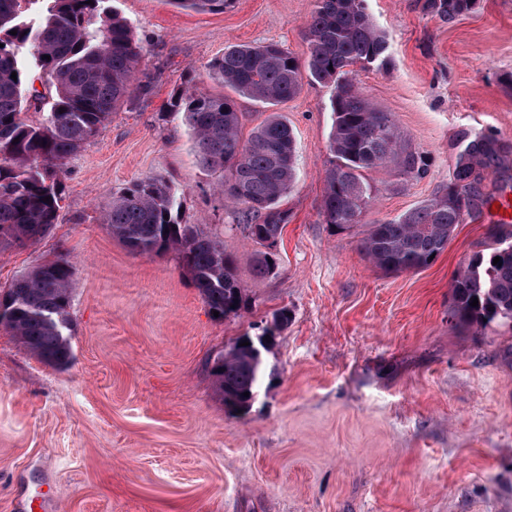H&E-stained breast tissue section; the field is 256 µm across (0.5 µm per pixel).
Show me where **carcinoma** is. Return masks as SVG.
I'll use <instances>...</instances> for the list:
<instances>
[{
	"mask_svg": "<svg viewBox=\"0 0 512 512\" xmlns=\"http://www.w3.org/2000/svg\"><path fill=\"white\" fill-rule=\"evenodd\" d=\"M108 2L0 0V251L49 233L63 201L65 159L118 106L152 91L151 77L138 70L143 47ZM174 2L216 13L229 0ZM477 2L424 0L423 7L451 23L471 13ZM307 38L303 63L277 43L239 44L224 48V55L210 64V75L265 107L296 97L306 77L333 86L329 150L334 163L324 176L322 215L325 223L351 230L363 224L373 200L365 173L392 164L400 174L421 179L430 160L409 149L392 114L377 111L354 82L353 67L388 63L386 36L370 19L365 0H317ZM37 77L47 78L42 91L35 87ZM31 106L42 113L41 121L24 119ZM171 108L183 114L200 163L224 173L221 192L240 208L238 222L245 236L264 247L254 260L255 277L275 274L278 257L268 247L288 224V211L278 201L295 170V138L288 122L273 113L244 141L242 113L230 95L179 94ZM456 149L446 188L394 219L366 225L360 248L376 268L401 273L429 266L457 225L482 203L483 172L495 168L512 148L493 137L463 135ZM103 223L135 253L177 252L209 312L222 318L244 308V287L224 244L179 221L176 190L165 180L145 176L132 183L112 198ZM496 257L500 261L495 264ZM72 290L69 260L33 267L0 294V327L43 363L66 366ZM475 298L478 306L472 307ZM452 304L454 315L470 325L512 322V251L499 246L487 255H474L454 280ZM210 372L225 409L246 413L266 363L231 346L213 359Z\"/></svg>",
	"mask_w": 512,
	"mask_h": 512,
	"instance_id": "obj_1",
	"label": "carcinoma"
}]
</instances>
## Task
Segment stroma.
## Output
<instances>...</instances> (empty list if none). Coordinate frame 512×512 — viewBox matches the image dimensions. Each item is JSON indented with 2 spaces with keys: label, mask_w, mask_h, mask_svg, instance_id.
Returning a JSON list of instances; mask_svg holds the SVG:
<instances>
[{
  "label": "stroma",
  "mask_w": 512,
  "mask_h": 512,
  "mask_svg": "<svg viewBox=\"0 0 512 512\" xmlns=\"http://www.w3.org/2000/svg\"><path fill=\"white\" fill-rule=\"evenodd\" d=\"M423 4L365 2L389 63L355 81L431 159L422 179L390 164L370 173L368 223L447 184L461 134L512 144V89L501 82L512 72V0H479L452 23ZM112 6L143 47L153 89L65 160L50 232L0 252V290L60 257L74 272L67 366L0 328V512L41 497L60 512H512V323L451 316L458 271L496 245L488 213L512 202V153L485 173L484 204L429 266L383 272L362 254L360 229L323 219L333 89L304 81L272 110L294 132L295 179L280 201L289 220L278 269L255 278L258 246L170 102L223 93L210 64L231 45L276 42L306 59L316 0H231L221 13L174 0ZM238 104L245 136L272 112ZM147 175L177 189L183 223L223 240L245 289L238 314L213 317L175 252H131L103 224L113 195ZM264 329L268 375L247 413L228 412L207 361Z\"/></svg>",
  "instance_id": "1"
}]
</instances>
